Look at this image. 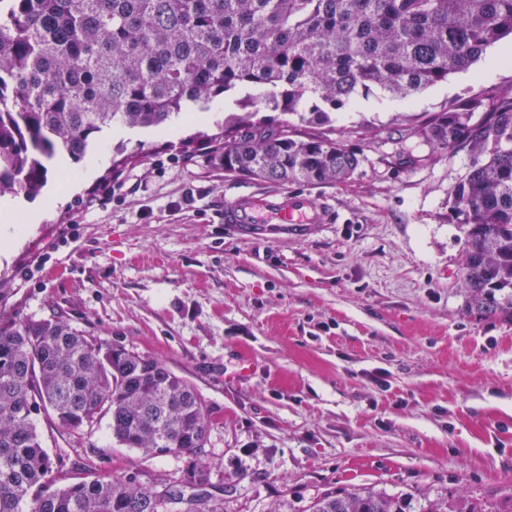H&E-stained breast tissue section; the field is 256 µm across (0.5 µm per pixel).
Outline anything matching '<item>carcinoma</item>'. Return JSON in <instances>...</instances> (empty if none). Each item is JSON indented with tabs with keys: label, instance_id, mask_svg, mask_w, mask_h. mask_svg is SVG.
Segmentation results:
<instances>
[{
	"label": "carcinoma",
	"instance_id": "obj_1",
	"mask_svg": "<svg viewBox=\"0 0 512 512\" xmlns=\"http://www.w3.org/2000/svg\"><path fill=\"white\" fill-rule=\"evenodd\" d=\"M512 36V0H0V198L39 195L52 161L80 159L105 129L159 127L238 93L224 172L279 185L349 180L359 154L329 112L378 88L401 99L468 70ZM305 129L256 119L261 106ZM471 159L448 202L466 226V312L512 322V87L405 130ZM77 433L109 419L120 448L202 454L196 388L152 356L104 344L52 314H0V512H220L198 467L160 493L86 465L69 477L34 416ZM312 512H413L400 496L336 489Z\"/></svg>",
	"mask_w": 512,
	"mask_h": 512
}]
</instances>
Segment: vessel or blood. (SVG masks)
Listing matches in <instances>:
<instances>
[{
    "label": "vessel or blood",
    "mask_w": 512,
    "mask_h": 512,
    "mask_svg": "<svg viewBox=\"0 0 512 512\" xmlns=\"http://www.w3.org/2000/svg\"><path fill=\"white\" fill-rule=\"evenodd\" d=\"M336 221V212L328 202L296 191L248 193L224 204L225 224L249 238L308 237Z\"/></svg>",
    "instance_id": "b4317fda"
}]
</instances>
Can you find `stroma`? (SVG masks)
Segmentation results:
<instances>
[{"label": "stroma", "mask_w": 512, "mask_h": 512, "mask_svg": "<svg viewBox=\"0 0 512 512\" xmlns=\"http://www.w3.org/2000/svg\"><path fill=\"white\" fill-rule=\"evenodd\" d=\"M509 85L511 38L408 100L375 88L333 111L361 162L346 182L302 185L340 222L299 240L225 230L226 200L278 186L225 174L223 114L180 118L171 137L129 130L109 146L120 170L79 191V163L50 169L43 193L63 201L0 262V311L63 316L190 381L223 512H308L339 487L512 512V323L467 314L448 204L471 160L404 134L408 117ZM36 423L70 470L92 461L159 491L196 463L117 447L104 420L75 435Z\"/></svg>", "instance_id": "stroma-1"}]
</instances>
